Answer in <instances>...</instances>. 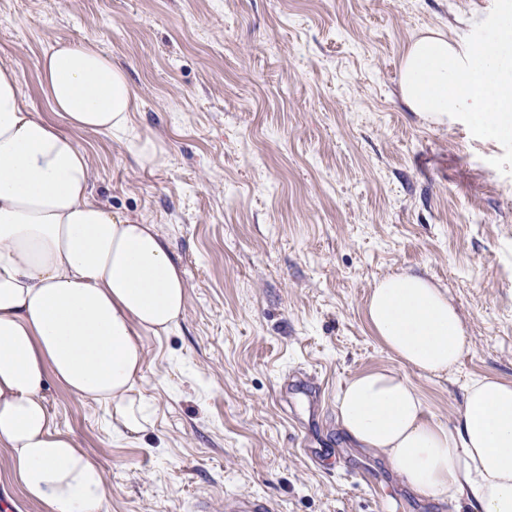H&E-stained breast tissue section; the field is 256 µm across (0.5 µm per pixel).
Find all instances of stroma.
Masks as SVG:
<instances>
[{
	"mask_svg": "<svg viewBox=\"0 0 512 512\" xmlns=\"http://www.w3.org/2000/svg\"><path fill=\"white\" fill-rule=\"evenodd\" d=\"M506 0H0V60L51 117L39 63L92 40L126 72L134 126L159 142L141 166L80 133L94 199L155 225L188 283L183 320L143 338L146 432L113 436L105 409L56 382L58 430L105 472L106 512H224L228 494L279 512H468L414 493L336 423L342 386L400 369L367 319L375 284L400 273L443 288L469 350L442 377L408 376L427 418L454 428L463 387L512 381V137L469 117L435 122L400 90L403 55L444 33L460 46ZM315 385L294 409L291 381ZM346 459L350 476L299 447Z\"/></svg>",
	"mask_w": 512,
	"mask_h": 512,
	"instance_id": "obj_1",
	"label": "stroma"
}]
</instances>
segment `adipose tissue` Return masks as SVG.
<instances>
[{
  "mask_svg": "<svg viewBox=\"0 0 512 512\" xmlns=\"http://www.w3.org/2000/svg\"><path fill=\"white\" fill-rule=\"evenodd\" d=\"M40 70L65 128L33 112L16 69L0 62V449L48 512H104L105 474L57 430L45 386L52 380L105 406L116 435L146 431L143 338L179 327L188 286L154 225L91 196L76 133L109 136L144 166L163 154L132 123L125 71L92 41L56 43ZM401 95L432 119L464 112L508 135L512 26L464 49L436 32L421 37L404 54ZM367 318L383 346L424 376L452 371L469 349L452 301L417 275L380 280ZM337 422L415 493L465 501L471 512H512V382L472 379L451 431L426 418L407 374L373 370L342 387Z\"/></svg>",
  "mask_w": 512,
  "mask_h": 512,
  "instance_id": "obj_1",
  "label": "adipose tissue"
}]
</instances>
